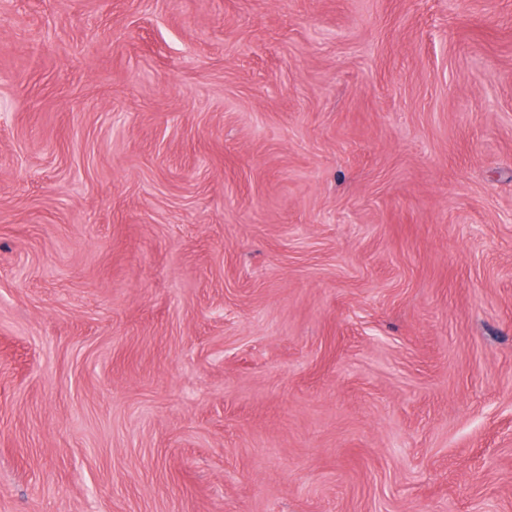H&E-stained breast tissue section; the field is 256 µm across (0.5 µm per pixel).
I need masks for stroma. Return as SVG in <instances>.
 Segmentation results:
<instances>
[{
	"mask_svg": "<svg viewBox=\"0 0 512 512\" xmlns=\"http://www.w3.org/2000/svg\"><path fill=\"white\" fill-rule=\"evenodd\" d=\"M0 512H512V0H0Z\"/></svg>",
	"mask_w": 512,
	"mask_h": 512,
	"instance_id": "1",
	"label": "stroma"
}]
</instances>
